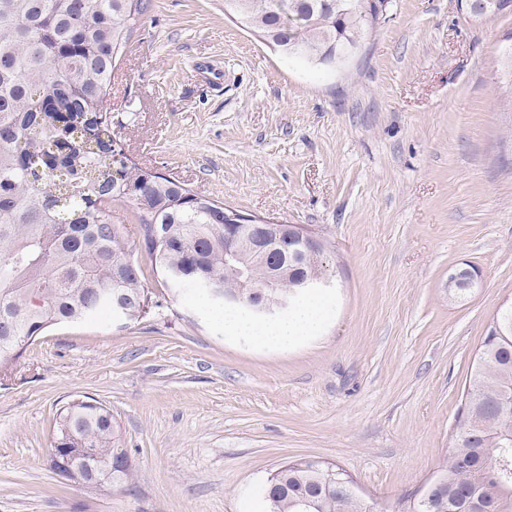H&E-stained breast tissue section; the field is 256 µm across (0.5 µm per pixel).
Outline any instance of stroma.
Here are the masks:
<instances>
[{
  "mask_svg": "<svg viewBox=\"0 0 512 512\" xmlns=\"http://www.w3.org/2000/svg\"><path fill=\"white\" fill-rule=\"evenodd\" d=\"M112 71L130 160L331 250L316 333L261 346L192 310L154 272L139 321L48 329L0 382V512H264L282 465L336 464L397 512L447 462L475 353L512 304V12L393 0L345 71L285 61L224 0H150ZM474 267L464 296L448 273ZM112 412L130 490L93 493L49 467L56 413Z\"/></svg>",
  "mask_w": 512,
  "mask_h": 512,
  "instance_id": "obj_1",
  "label": "stroma"
}]
</instances>
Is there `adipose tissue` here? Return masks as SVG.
I'll list each match as a JSON object with an SVG mask.
<instances>
[{"label": "adipose tissue", "instance_id": "adipose-tissue-1", "mask_svg": "<svg viewBox=\"0 0 512 512\" xmlns=\"http://www.w3.org/2000/svg\"><path fill=\"white\" fill-rule=\"evenodd\" d=\"M319 322L318 309L313 304L300 307L282 320H250L231 311L224 314V324L228 328L254 337L264 346L277 349L293 345L297 339L314 331Z\"/></svg>", "mask_w": 512, "mask_h": 512}]
</instances>
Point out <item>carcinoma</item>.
Returning a JSON list of instances; mask_svg holds the SVG:
<instances>
[{
	"instance_id": "obj_1",
	"label": "carcinoma",
	"mask_w": 512,
	"mask_h": 512,
	"mask_svg": "<svg viewBox=\"0 0 512 512\" xmlns=\"http://www.w3.org/2000/svg\"><path fill=\"white\" fill-rule=\"evenodd\" d=\"M364 0H224L243 29L287 58L334 71L368 35ZM150 0H0V371L26 339L53 326L135 321L148 300L112 206L129 205L151 265L178 296L254 314L263 298L239 288L267 280L253 260H228L224 203L158 171L143 169L112 137L106 107L112 68ZM50 93L47 110L38 96ZM323 274V254L283 263L288 305L307 291L296 277ZM471 368L449 462L403 512H512V306L496 318ZM53 443L68 449L80 484L130 486L132 461L112 411L85 396L56 416ZM112 463V471L103 466ZM261 495L268 512H370L336 468L319 461L281 467Z\"/></svg>"
}]
</instances>
